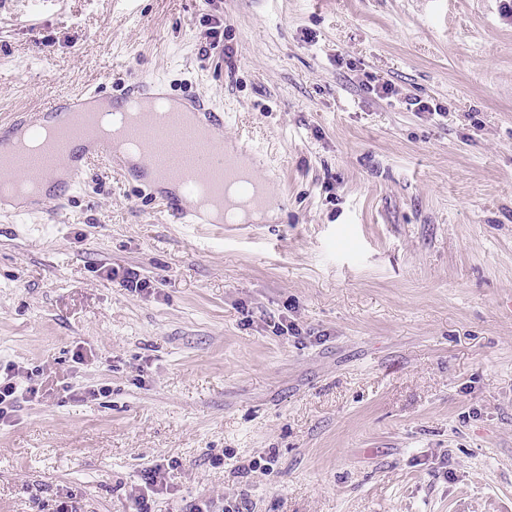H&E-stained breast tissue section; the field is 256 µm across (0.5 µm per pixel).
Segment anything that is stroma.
I'll return each instance as SVG.
<instances>
[{"label": "stroma", "mask_w": 512, "mask_h": 512, "mask_svg": "<svg viewBox=\"0 0 512 512\" xmlns=\"http://www.w3.org/2000/svg\"><path fill=\"white\" fill-rule=\"evenodd\" d=\"M138 77L223 109L272 213L173 223L99 159L0 205V365L42 384L0 425V512H133L154 465L153 512H512L501 0H0V121ZM143 487L145 488L146 494H140L135 499V511L136 512H151V505L149 503V493L158 494V491L166 489L167 484L165 482V473L162 471L160 465H155L150 468L143 470L141 474Z\"/></svg>", "instance_id": "1"}]
</instances>
